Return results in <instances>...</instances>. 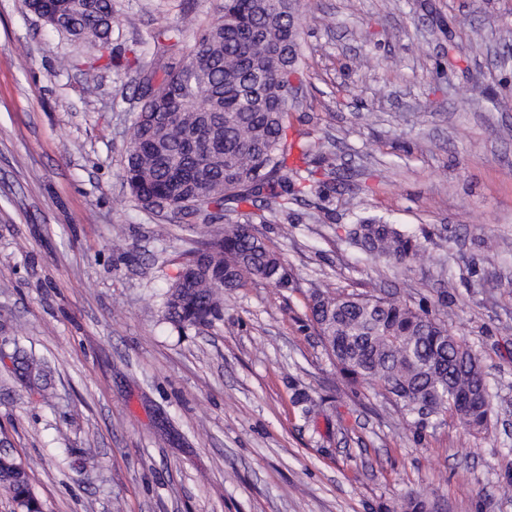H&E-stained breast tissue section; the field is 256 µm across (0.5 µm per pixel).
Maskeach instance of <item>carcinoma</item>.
Returning a JSON list of instances; mask_svg holds the SVG:
<instances>
[{
    "mask_svg": "<svg viewBox=\"0 0 512 512\" xmlns=\"http://www.w3.org/2000/svg\"><path fill=\"white\" fill-rule=\"evenodd\" d=\"M294 0H222L216 22L185 45L181 58L149 71L126 149L123 180L147 210L190 224L215 204L238 211L262 199L284 213L313 188L308 148L289 140L295 108L290 77L299 71ZM69 41L104 58L111 46L112 0H25ZM184 13L158 32L180 40ZM349 239L363 252L410 269L421 241L380 217L358 219ZM286 266L246 222L227 223L185 253L165 295V319L181 332L207 326L224 292L249 279L282 285ZM309 310L339 371L351 382L386 384L419 430L456 418L486 428L490 392L481 364L432 314L383 297L316 291ZM21 375L46 391L41 360L21 356ZM0 489L20 512H41L26 468L0 456Z\"/></svg>",
    "mask_w": 512,
    "mask_h": 512,
    "instance_id": "obj_1",
    "label": "carcinoma"
}]
</instances>
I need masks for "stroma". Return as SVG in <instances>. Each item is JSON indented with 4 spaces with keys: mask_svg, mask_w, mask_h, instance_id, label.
<instances>
[{
    "mask_svg": "<svg viewBox=\"0 0 512 512\" xmlns=\"http://www.w3.org/2000/svg\"><path fill=\"white\" fill-rule=\"evenodd\" d=\"M219 3L112 0V59L93 63L0 0V454L43 512H512V0H297L290 131L335 173L289 214L252 208L287 284L248 281L182 334L164 295L209 227L144 210L122 172L142 67L182 54L158 31ZM361 216L416 234L421 259L367 258ZM317 289L431 310L480 360L487 430H418L349 383ZM18 348L46 360L51 399Z\"/></svg>",
    "mask_w": 512,
    "mask_h": 512,
    "instance_id": "35a3bbf8",
    "label": "stroma"
}]
</instances>
